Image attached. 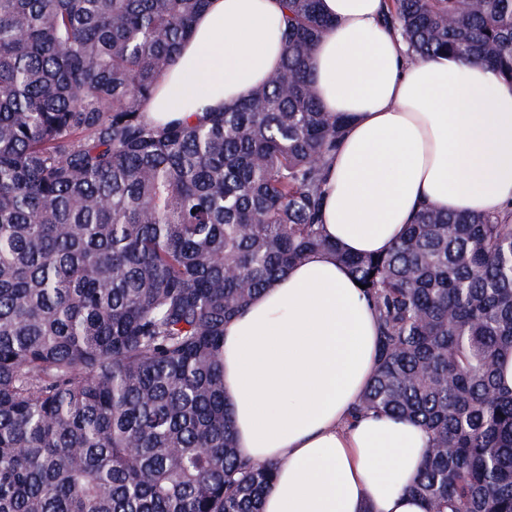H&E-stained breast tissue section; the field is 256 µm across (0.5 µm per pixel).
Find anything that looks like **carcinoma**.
<instances>
[{
    "instance_id": "cac0c4a2",
    "label": "carcinoma",
    "mask_w": 512,
    "mask_h": 512,
    "mask_svg": "<svg viewBox=\"0 0 512 512\" xmlns=\"http://www.w3.org/2000/svg\"><path fill=\"white\" fill-rule=\"evenodd\" d=\"M208 0H0V512H261L224 405V322L317 251L378 316L358 410L431 435L427 512H512V214L424 210L386 253L319 222L344 122L307 71L331 28L284 0L251 95L157 127L143 104ZM419 56L512 78V0H385Z\"/></svg>"
}]
</instances>
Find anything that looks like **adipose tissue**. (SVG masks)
<instances>
[{
  "mask_svg": "<svg viewBox=\"0 0 512 512\" xmlns=\"http://www.w3.org/2000/svg\"><path fill=\"white\" fill-rule=\"evenodd\" d=\"M385 0H320L334 26L309 73L345 118L327 163L321 222L351 253H383L422 206L512 213V80L481 62L411 55ZM280 0H208L143 110L194 122L199 93L250 96L284 53ZM378 322L350 270L315 252L224 324V401L236 446L275 465L262 512H426L410 488L430 436L415 422L354 414L378 363Z\"/></svg>",
  "mask_w": 512,
  "mask_h": 512,
  "instance_id": "1",
  "label": "adipose tissue"
}]
</instances>
